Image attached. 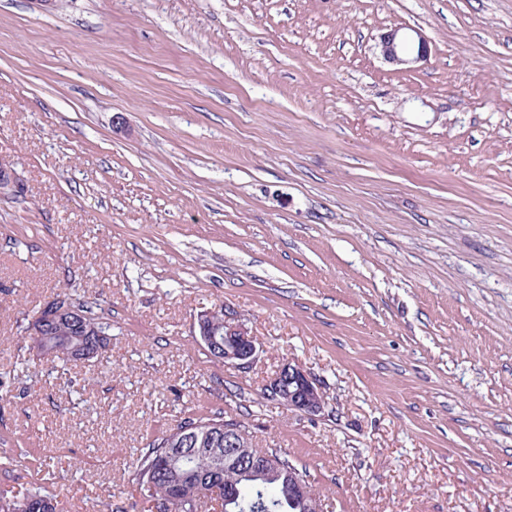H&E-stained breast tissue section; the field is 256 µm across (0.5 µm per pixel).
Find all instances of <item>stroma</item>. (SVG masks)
<instances>
[{
	"label": "stroma",
	"mask_w": 512,
	"mask_h": 512,
	"mask_svg": "<svg viewBox=\"0 0 512 512\" xmlns=\"http://www.w3.org/2000/svg\"><path fill=\"white\" fill-rule=\"evenodd\" d=\"M0 160V488L142 512L140 448L203 412L323 512H512V0H0ZM60 292L98 361L34 347ZM226 305L249 369L193 334ZM289 361L320 416L267 396ZM394 28L380 37L378 47L384 60L404 68L427 59L430 54L428 40L418 31ZM47 304L27 327L28 335L32 336L31 338L36 347H38L41 340V347L38 351L43 358L52 362L58 361L67 363L72 357L77 355L73 350L76 345L81 342L97 339V336L104 335L106 336L101 339L96 354L90 358L93 355V348L90 347V349L84 351V356L90 358L89 360L98 359L108 349L110 335L107 333L105 322H102V317L98 315L97 310L101 311L102 309L98 307L100 305L96 300L87 299L78 302L76 305L82 312L77 307L73 306L71 301L63 295L57 297L54 302ZM83 313L85 314L86 321ZM87 321L88 323L94 324L98 330L92 326H88ZM58 325H70L72 328L84 330L87 334L92 335L81 336L82 334L78 331L54 329L49 332L48 336H43V331L48 326ZM92 332L97 333V335H94ZM102 333L104 335H102ZM41 336H43L42 339Z\"/></svg>",
	"instance_id": "35a3bbf8"
}]
</instances>
